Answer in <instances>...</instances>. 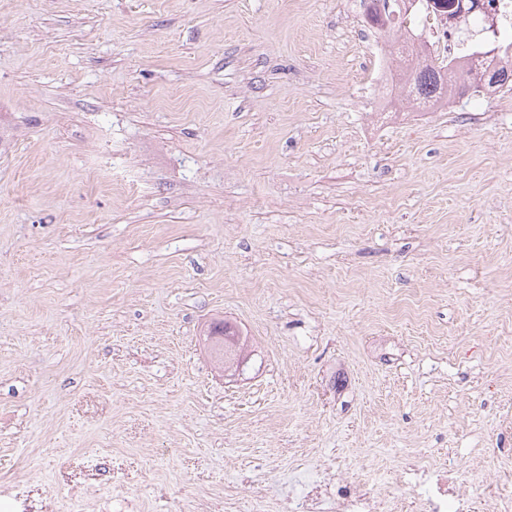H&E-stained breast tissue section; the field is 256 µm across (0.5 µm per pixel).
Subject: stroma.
<instances>
[{
  "mask_svg": "<svg viewBox=\"0 0 512 512\" xmlns=\"http://www.w3.org/2000/svg\"><path fill=\"white\" fill-rule=\"evenodd\" d=\"M358 0H0V485L288 512L512 484V91L372 127ZM248 358L219 369L211 321ZM451 467L450 463L404 466L400 477L415 493L407 506L392 487L396 470L386 468L369 473L365 483L339 478L336 490L327 484H312L304 494L288 499V509L290 512H470L473 503L479 501L492 502L495 511H511V487L490 491L478 484L468 495L459 494Z\"/></svg>",
  "mask_w": 512,
  "mask_h": 512,
  "instance_id": "1",
  "label": "stroma"
}]
</instances>
